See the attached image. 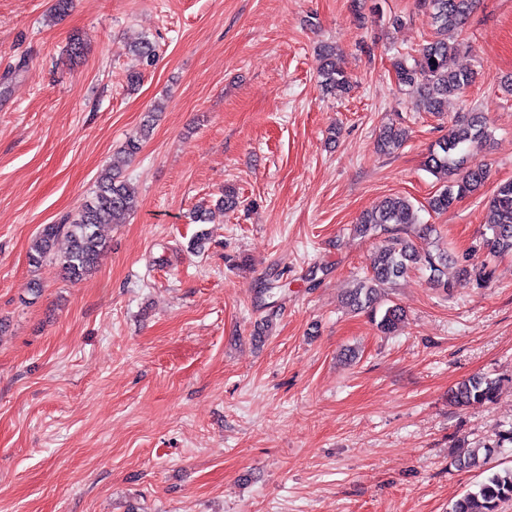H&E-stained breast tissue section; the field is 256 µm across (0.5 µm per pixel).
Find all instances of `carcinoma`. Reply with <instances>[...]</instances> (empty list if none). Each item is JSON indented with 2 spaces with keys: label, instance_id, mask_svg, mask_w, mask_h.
Listing matches in <instances>:
<instances>
[{
  "label": "carcinoma",
  "instance_id": "cac0c4a2",
  "mask_svg": "<svg viewBox=\"0 0 512 512\" xmlns=\"http://www.w3.org/2000/svg\"><path fill=\"white\" fill-rule=\"evenodd\" d=\"M478 0H421L420 6L430 11L433 36L412 57H400L393 68L400 84L409 87L422 102L424 111L440 113L445 110L448 97L463 94L474 81L473 73L454 70L449 66L452 57L469 48L458 39L476 9ZM132 51L140 64L153 67L158 61L156 43L142 38ZM320 85L327 93L348 92L352 83L349 76L336 66L332 48L323 49L319 68ZM152 125L145 121L140 131L126 139L113 153L111 161L97 178L92 197L75 212L66 215L57 224H46L36 236L29 251V262L34 268L42 265L55 249L59 239L68 242L61 259L65 279L82 280L95 267L106 248L100 229L108 224H123L135 201V188L124 176V167L150 134ZM408 131L399 124H388L378 136L377 151L387 154L401 146ZM489 137L487 117L482 112H463L448 127V133L437 139L429 149L425 166L428 170L447 175V184L428 201L434 213L448 211L460 198L479 191L489 177L487 164L478 160L477 151ZM487 232L480 248L491 257L512 254V181L498 186L486 202ZM435 231L430 224L417 223L410 201L402 196L381 200L373 209L363 213L354 225L357 236L380 239L368 275L346 298V306L353 312L377 313L382 290L395 284L412 270L430 271V280L445 289L444 270L452 263L458 267L457 281L467 283L475 278L488 281L492 270L485 262L473 264L447 250L420 251L413 235L427 236ZM406 317L396 304L385 308L378 327L389 334ZM499 391L498 380L476 374L448 391L449 404L461 408L473 403H492ZM512 502V467L492 473L483 481L466 490L451 505L450 512H498L501 504Z\"/></svg>",
  "mask_w": 512,
  "mask_h": 512
}]
</instances>
